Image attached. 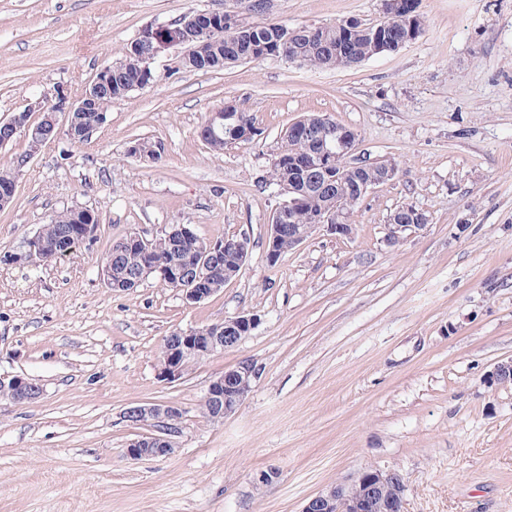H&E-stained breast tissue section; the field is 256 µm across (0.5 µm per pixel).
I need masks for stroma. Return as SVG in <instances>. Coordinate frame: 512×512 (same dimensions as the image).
I'll return each instance as SVG.
<instances>
[{
    "instance_id": "obj_1",
    "label": "stroma",
    "mask_w": 512,
    "mask_h": 512,
    "mask_svg": "<svg viewBox=\"0 0 512 512\" xmlns=\"http://www.w3.org/2000/svg\"><path fill=\"white\" fill-rule=\"evenodd\" d=\"M0 0V121L42 94L78 98L148 26L190 11L239 12L294 29L382 20L380 0ZM423 34L348 69L270 56L193 71L162 52L154 80L82 142L58 134L0 210V377L39 385L0 400V512H302L371 468L400 473L403 512H512V0H421ZM259 140L213 154L198 130L224 102ZM308 113L358 134L353 161L398 174L360 202L355 234L320 231L269 264L282 197L266 179L288 126ZM161 142L158 162L128 152ZM412 204L427 225L396 246ZM99 216L95 241L44 266L6 262L56 212ZM172 224L201 239L247 234L239 276L186 304L157 277L118 290L101 267L114 239ZM254 314L237 346L157 376L165 336ZM249 361L261 376L236 413L210 420V381ZM183 410L177 450L133 459L145 428L126 409Z\"/></svg>"
}]
</instances>
